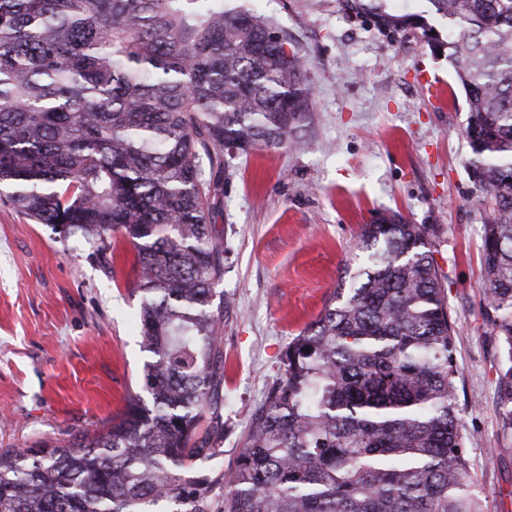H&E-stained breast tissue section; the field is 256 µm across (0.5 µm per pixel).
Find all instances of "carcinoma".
<instances>
[{"label": "carcinoma", "mask_w": 512, "mask_h": 512, "mask_svg": "<svg viewBox=\"0 0 512 512\" xmlns=\"http://www.w3.org/2000/svg\"><path fill=\"white\" fill-rule=\"evenodd\" d=\"M469 112L485 307L512 431V0H429ZM381 29L406 15L355 3ZM224 0H0V187L37 224L107 256L136 250L143 389L98 434L0 448V512H485L455 397V329L433 229L401 214L361 232L349 283L295 336L231 468L216 218L229 161L298 147L306 69Z\"/></svg>", "instance_id": "carcinoma-1"}]
</instances>
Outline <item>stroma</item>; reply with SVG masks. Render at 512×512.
<instances>
[{
	"label": "stroma",
	"instance_id": "35a3bbf8",
	"mask_svg": "<svg viewBox=\"0 0 512 512\" xmlns=\"http://www.w3.org/2000/svg\"><path fill=\"white\" fill-rule=\"evenodd\" d=\"M273 24L306 63L305 149L258 147L224 172L223 465L240 453L292 337L356 261L363 225L389 212L434 230L454 323L461 431L486 512H512V432L500 426L501 345L486 322L487 211L469 177L466 102L421 30L388 33L345 0H224ZM103 262L79 236L0 205V448L105 429L142 394L150 355L132 325L134 248Z\"/></svg>",
	"mask_w": 512,
	"mask_h": 512
}]
</instances>
